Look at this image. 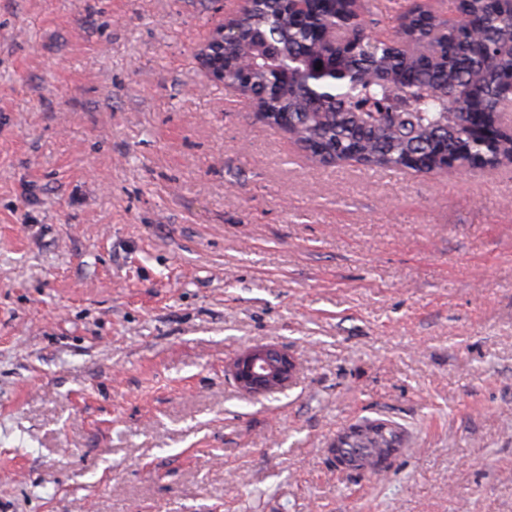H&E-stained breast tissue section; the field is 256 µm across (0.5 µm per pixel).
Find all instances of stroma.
I'll return each mask as SVG.
<instances>
[{
	"mask_svg": "<svg viewBox=\"0 0 512 512\" xmlns=\"http://www.w3.org/2000/svg\"><path fill=\"white\" fill-rule=\"evenodd\" d=\"M240 5L0 0V512H512V165L317 163L201 65ZM236 387L249 397H261L290 383L296 360L285 349L258 346L237 354L229 365ZM372 422L387 423L389 426L386 430H380L378 426L366 424ZM355 428L358 430L354 431ZM340 434L344 436V440L334 448V453L336 457L347 458L352 465L351 471H359L365 461L369 465L382 468L393 456L391 448L401 450L404 441L399 427L386 419H366L350 425Z\"/></svg>",
	"mask_w": 512,
	"mask_h": 512,
	"instance_id": "35a3bbf8",
	"label": "stroma"
}]
</instances>
